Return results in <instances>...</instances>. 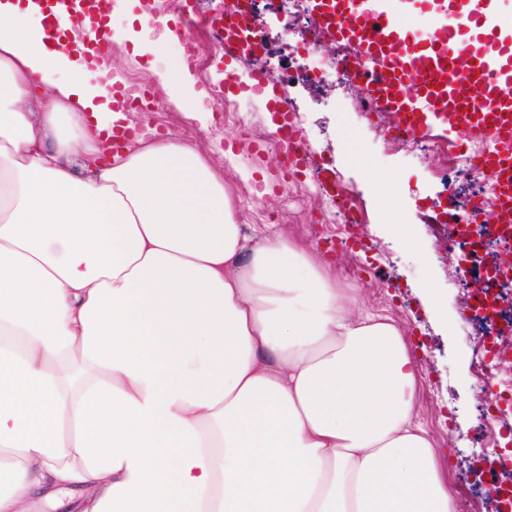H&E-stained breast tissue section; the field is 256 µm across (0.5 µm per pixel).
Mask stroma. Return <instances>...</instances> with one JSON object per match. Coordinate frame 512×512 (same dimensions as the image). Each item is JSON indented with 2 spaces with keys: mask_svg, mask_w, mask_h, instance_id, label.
<instances>
[{
  "mask_svg": "<svg viewBox=\"0 0 512 512\" xmlns=\"http://www.w3.org/2000/svg\"><path fill=\"white\" fill-rule=\"evenodd\" d=\"M260 19L276 51L268 69L300 131L306 169L288 172L274 163L270 145L274 113L262 88L227 90V73L246 81L247 62L224 57L210 31L178 35L177 55L194 40L201 50L190 65L213 121L204 125L182 112L132 44L116 48L117 68L133 93H148L161 111L137 107L129 114L163 137L204 151L224 175L245 230L270 225L323 259L337 287L357 291V310L393 319L405 337L418 377L415 408L437 450L454 497V512H499L496 485L512 481V434H491L485 410L512 395V374L487 361L483 339L492 327L470 317L466 284L480 269L468 262V246L455 222L461 195L482 188L479 174L428 166L413 142H390L392 113L362 110L364 90L336 70L332 49L313 14L294 0H261ZM335 174L360 211L356 229L341 224L330 206L307 187L321 171ZM384 179L385 199L374 184ZM411 222L413 244L401 243L394 216Z\"/></svg>",
  "mask_w": 512,
  "mask_h": 512,
  "instance_id": "35a3bbf8",
  "label": "stroma"
}]
</instances>
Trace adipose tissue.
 Here are the masks:
<instances>
[{"mask_svg": "<svg viewBox=\"0 0 512 512\" xmlns=\"http://www.w3.org/2000/svg\"><path fill=\"white\" fill-rule=\"evenodd\" d=\"M0 0V512H454L389 317ZM159 79L206 120L165 39Z\"/></svg>", "mask_w": 512, "mask_h": 512, "instance_id": "1", "label": "adipose tissue"}]
</instances>
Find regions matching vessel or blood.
<instances>
[{
  "label": "vessel or blood",
  "instance_id": "vessel-or-blood-1",
  "mask_svg": "<svg viewBox=\"0 0 512 512\" xmlns=\"http://www.w3.org/2000/svg\"><path fill=\"white\" fill-rule=\"evenodd\" d=\"M32 2L45 17L46 40L79 27L87 31L86 57L110 54V0ZM316 2L319 27L350 49L354 75L368 89L373 110L397 114L400 134L427 137L433 116L444 113L463 127L467 142H487L477 164L496 185L500 223L512 224V17L496 0H379L372 9L361 8L359 0ZM416 11L433 20L429 40L413 30ZM249 78L270 87L282 136L298 144L300 132L269 76L255 70Z\"/></svg>",
  "mask_w": 512,
  "mask_h": 512
}]
</instances>
